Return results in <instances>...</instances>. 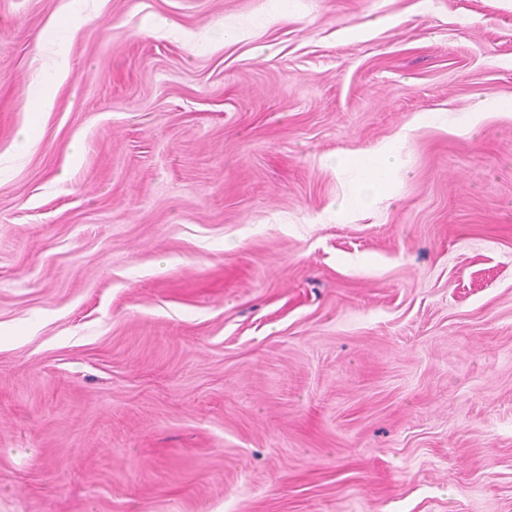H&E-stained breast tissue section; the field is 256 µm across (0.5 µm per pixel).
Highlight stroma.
Masks as SVG:
<instances>
[{
  "label": "stroma",
  "mask_w": 512,
  "mask_h": 512,
  "mask_svg": "<svg viewBox=\"0 0 512 512\" xmlns=\"http://www.w3.org/2000/svg\"><path fill=\"white\" fill-rule=\"evenodd\" d=\"M80 2L35 118L0 0V512H512V0ZM50 77L44 83L31 88L28 99V112H49L54 103V86L64 81L69 75L68 60L65 55L49 65ZM398 163L399 156L389 145H378L370 151L364 157V163L357 171L355 178L348 177L355 196L360 201H364L380 194L386 185L382 177L387 171L395 169Z\"/></svg>",
  "instance_id": "obj_1"
}]
</instances>
